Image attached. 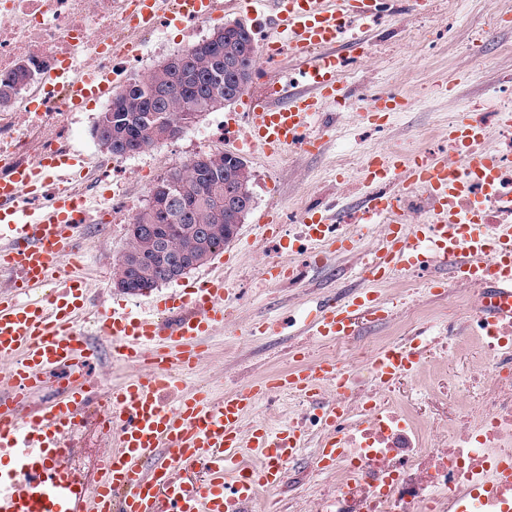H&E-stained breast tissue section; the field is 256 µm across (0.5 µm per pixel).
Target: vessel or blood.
Instances as JSON below:
<instances>
[{"label": "vessel or blood", "mask_w": 512, "mask_h": 512, "mask_svg": "<svg viewBox=\"0 0 512 512\" xmlns=\"http://www.w3.org/2000/svg\"><path fill=\"white\" fill-rule=\"evenodd\" d=\"M238 2L277 31L259 49L269 65L267 94L248 102L250 140L269 157L319 147L314 118L343 99L336 74L348 61L346 49L365 44V25L381 15L379 0H136L133 21L153 30L174 15L211 19ZM282 45L293 72L275 67ZM113 86L105 71L74 75L69 103L79 108ZM486 137L484 127L465 121L448 132L449 157L425 154L404 162L395 155L368 163L366 182L394 179L403 190L422 191L432 219L408 224L401 193L367 195L357 208L361 220L385 223L386 229L381 248L362 263V281L434 260L449 265L456 280L481 289L480 323L512 318V225L484 224L478 214L465 217L449 207L469 193L471 172L491 177L502 166L501 157L482 151ZM58 166L48 157L0 169V231L6 233L0 274L11 278L10 293L0 295V360L9 362L14 387L13 396L0 400V512H237L241 504L257 502L259 491L278 490L288 479L286 462L305 446V433L290 424L273 429L259 422L246 435L243 416L269 389L312 400L322 382L344 389L347 375L325 362L218 400L189 388L200 361L195 339L225 319L229 288L220 275L185 285L172 299L176 314L170 320L135 316L120 306L100 313L101 335L134 373L112 390L111 448L96 466L95 481L62 465L83 427L94 351L79 325L88 304L86 274L76 260L85 212L65 177L56 176ZM24 195L38 215H22L16 201ZM299 222L322 255L344 247L323 213L305 211ZM386 316L367 291L344 303L327 298L306 333L320 341L353 336ZM418 360V350L387 349L375 354L372 366L378 382L388 383L410 374ZM49 376L63 379L64 387L39 408L20 410L18 399ZM247 449L263 459L248 475L242 472Z\"/></svg>", "instance_id": "obj_1"}]
</instances>
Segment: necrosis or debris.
I'll list each match as a JSON object with an SVG mask.
<instances>
[{"label": "necrosis or debris", "instance_id": "obj_1", "mask_svg": "<svg viewBox=\"0 0 512 512\" xmlns=\"http://www.w3.org/2000/svg\"><path fill=\"white\" fill-rule=\"evenodd\" d=\"M123 0H0V78L19 63L43 69L0 108V162L14 166L53 153L69 157L55 132L70 116L64 85L76 72L97 71L113 45L139 33L122 19ZM483 346L496 360L488 374L498 388L478 416L456 421L451 442L431 438L416 409L377 397L360 385L352 432L337 441L329 512H512V482L500 469L512 463V323L487 328Z\"/></svg>", "mask_w": 512, "mask_h": 512}]
</instances>
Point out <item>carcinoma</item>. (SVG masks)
<instances>
[{
  "label": "carcinoma",
  "instance_id": "1",
  "mask_svg": "<svg viewBox=\"0 0 512 512\" xmlns=\"http://www.w3.org/2000/svg\"><path fill=\"white\" fill-rule=\"evenodd\" d=\"M234 56L253 65L257 52L250 39L234 27L224 26V44L218 53H193L188 50L173 56L174 63L155 69L149 82L136 80L114 96L116 107L123 114L134 116L143 112H158L164 126L174 137L179 136L199 117L234 104L244 92L224 67V58ZM40 68L37 63H26V70L16 69L12 76L0 80V101L18 93L29 83ZM157 129L151 122H123L108 129L111 154L123 156L131 143L143 150L157 143ZM196 181L202 184L208 197L188 202V212H183L182 191L185 184ZM249 179L239 178L235 165L224 162V169L212 170L204 165L186 163L158 181L169 188L181 215L179 224H159L148 208H143L133 218L136 224L146 226V232L137 242L129 245L130 253L116 265L114 277L122 281L134 280L140 289L151 290L168 280L169 267L157 254L161 245L172 253L185 255L188 260H210L235 238L234 220L216 208L211 197L234 189L239 210L248 213L252 206ZM220 225L219 232L200 242L194 232L196 225Z\"/></svg>",
  "mask_w": 512,
  "mask_h": 512
}]
</instances>
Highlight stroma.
Wrapping results in <instances>:
<instances>
[{
    "instance_id": "35a3bbf8",
    "label": "stroma",
    "mask_w": 512,
    "mask_h": 512,
    "mask_svg": "<svg viewBox=\"0 0 512 512\" xmlns=\"http://www.w3.org/2000/svg\"><path fill=\"white\" fill-rule=\"evenodd\" d=\"M392 2L393 12L369 30L363 56L340 70L341 83L357 106L325 110L330 132L320 149L289 150L271 159L246 145L247 130L241 124L233 128V142H225L222 130L228 112L223 109L204 114L175 139L116 158L98 182L89 209L114 195L125 204L111 223L89 226L80 256L89 298V313L82 327L97 352L91 369L107 386L120 384L133 369L120 361L106 338L99 335V312L121 304L136 314L158 315L156 301L177 294L183 282H201L219 271L231 290L224 303L228 320L202 337L200 365L191 377L192 386L217 399L224 392L248 388L325 357L329 342L306 336L304 323L319 300L363 286L357 273L364 257L376 250L380 232L371 224L341 225L347 249L319 263L315 260L318 247L298 235L297 217L315 206L329 208L339 216L353 209L371 191L360 165L373 157L447 150L449 125L467 118L470 102L494 96L498 83L495 65L512 56V22L495 25V0H426L420 6L412 5L411 0ZM235 21L248 25L252 18L232 8L191 35L175 24L155 33L150 39L151 53L129 63L130 80L146 78L167 58L207 38L215 27ZM476 42L483 44L487 61L477 75L461 62L466 47ZM390 95L403 101L402 109L381 112L374 121L363 117L360 104L369 105ZM99 115L96 109L72 113L63 130L75 154L90 163L106 155L93 136ZM226 151L249 165L253 204L223 256L191 270L184 280L143 294L115 288L112 271L127 248V226L146 205L155 184L196 155ZM268 212L283 218L279 236L264 235L258 227L259 217ZM272 263L299 272V279L268 281L266 268ZM436 279L446 281V294L431 293L430 283ZM365 286L388 310L386 319L366 325L361 332L371 345H379L399 323L408 327L402 336L406 346H416L413 331L417 328L425 329L428 348L447 343V355L426 364L419 379L398 383L381 390L380 395L423 409L438 421L442 435H451L450 416L461 408L477 409L479 391L471 383L483 376L489 359L478 340L477 287L453 279L448 266L439 262ZM284 310L293 316V326L252 335L253 327L272 321ZM305 407L300 397L282 393L275 405L259 403L245 423L289 424ZM306 441L303 453L289 466L287 485L277 493L263 494L255 512H296L300 506L305 512H328L323 491L332 477L312 466L317 433H307Z\"/></svg>"
}]
</instances>
